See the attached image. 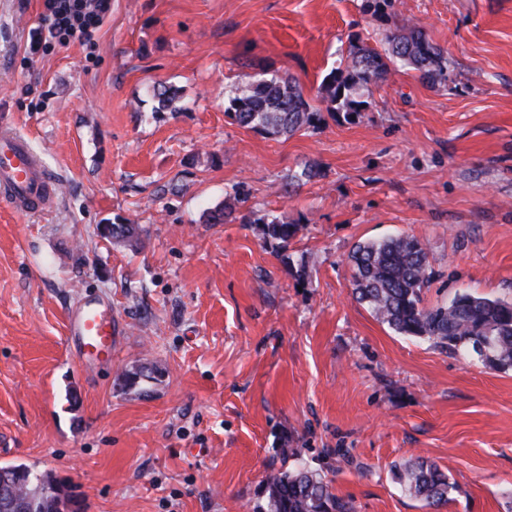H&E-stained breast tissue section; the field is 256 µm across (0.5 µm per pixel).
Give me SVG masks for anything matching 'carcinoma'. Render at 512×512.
Instances as JSON below:
<instances>
[{"mask_svg": "<svg viewBox=\"0 0 512 512\" xmlns=\"http://www.w3.org/2000/svg\"><path fill=\"white\" fill-rule=\"evenodd\" d=\"M386 48L379 53L363 40L350 45L347 57L324 77L319 93L331 114L346 117L365 111L369 86L385 81L391 71L407 67L429 84L448 82L444 51L415 26L403 24L384 34ZM156 111H177V91L155 94ZM229 115L240 126L265 134L292 135L314 126L318 113L293 78L272 77L244 85L230 101ZM301 230L274 217L261 221L263 239L281 252ZM353 294L396 333L420 338L467 358L479 340L492 345L494 370L512 368V301L490 299L468 291L457 292L446 303L424 305L423 292L434 271L425 245L414 236H391L356 244L350 255ZM9 470L17 494L5 500L0 512H84L80 496L47 472L35 475L24 464ZM398 483L420 497L428 508L451 500L456 484L436 464L420 460L411 466H393ZM254 512H350L348 501L336 496L319 474L293 468L269 478L267 504Z\"/></svg>", "mask_w": 512, "mask_h": 512, "instance_id": "cac0c4a2", "label": "carcinoma"}]
</instances>
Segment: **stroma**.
I'll return each mask as SVG.
<instances>
[{"instance_id": "stroma-1", "label": "stroma", "mask_w": 512, "mask_h": 512, "mask_svg": "<svg viewBox=\"0 0 512 512\" xmlns=\"http://www.w3.org/2000/svg\"><path fill=\"white\" fill-rule=\"evenodd\" d=\"M365 3L112 0L94 49L35 52L43 0H0V113L56 181L40 213L0 201V466L51 472L85 512H253L299 465L352 512H429L391 472L422 458L457 485L437 512H512V370L395 334L348 259L411 235L436 274L426 304L512 299V0H393L384 21ZM405 22L444 50L447 84L399 69L355 120L326 114L351 35L377 49ZM274 75L316 127L227 115ZM163 87L177 111H156ZM228 201L234 220L206 222ZM264 216L299 225L291 263ZM105 224L136 226L137 247ZM88 297L120 328L91 369L66 341ZM139 366L155 380L126 386Z\"/></svg>"}]
</instances>
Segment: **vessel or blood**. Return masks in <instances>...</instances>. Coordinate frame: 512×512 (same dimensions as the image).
Segmentation results:
<instances>
[{
    "label": "vessel or blood",
    "mask_w": 512,
    "mask_h": 512,
    "mask_svg": "<svg viewBox=\"0 0 512 512\" xmlns=\"http://www.w3.org/2000/svg\"><path fill=\"white\" fill-rule=\"evenodd\" d=\"M54 196V183L26 142L9 127L0 128V199L39 212ZM116 322L112 307L84 300L67 316V340L83 364L112 358Z\"/></svg>",
    "instance_id": "vessel-or-blood-1"
}]
</instances>
